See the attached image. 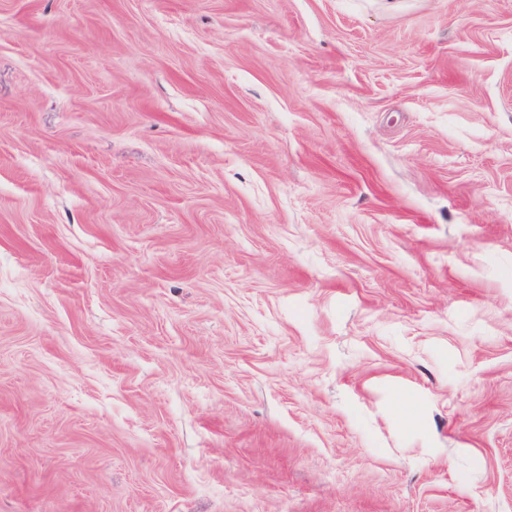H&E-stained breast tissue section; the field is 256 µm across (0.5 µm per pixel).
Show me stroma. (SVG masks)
Listing matches in <instances>:
<instances>
[{
	"mask_svg": "<svg viewBox=\"0 0 512 512\" xmlns=\"http://www.w3.org/2000/svg\"><path fill=\"white\" fill-rule=\"evenodd\" d=\"M0 512H512V0H0Z\"/></svg>",
	"mask_w": 512,
	"mask_h": 512,
	"instance_id": "1",
	"label": "stroma"
}]
</instances>
